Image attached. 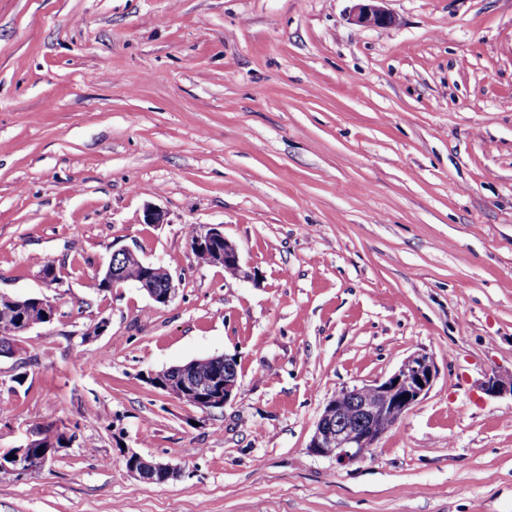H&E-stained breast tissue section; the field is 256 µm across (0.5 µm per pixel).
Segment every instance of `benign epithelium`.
<instances>
[{"label": "benign epithelium", "instance_id": "benign-epithelium-1", "mask_svg": "<svg viewBox=\"0 0 512 512\" xmlns=\"http://www.w3.org/2000/svg\"><path fill=\"white\" fill-rule=\"evenodd\" d=\"M381 0H358L350 20L361 27H383L392 24V17L379 6ZM195 248L203 251L213 266L232 264L237 276L248 279L252 273L243 268L237 245L224 236L219 226H210L197 238ZM138 264L142 267L141 279L136 285L144 290L157 304L165 305L175 296L177 288L171 273L164 267L144 262L131 248H121L112 253L106 268L99 270L97 278L104 279L109 288H120L128 283L124 278L126 267ZM31 305L37 312L30 313L24 330L38 324V320H54L58 305L49 297H16L0 293V317L10 318L16 309ZM436 377L432 360L425 354L408 357L397 371L383 381L372 385L345 388L325 406L308 443L310 452L318 456L332 457L341 465H349L363 458L402 415L425 396ZM151 381L174 397L194 393L208 409L222 408L234 398L239 389L238 375L227 368L224 377L199 380L191 366L181 368L175 379L164 378L157 372ZM485 394L496 397L512 395V377L496 375L483 385ZM43 436L41 428L32 431L27 444L9 448L0 455V467L14 472L32 473L43 470L54 458L55 451L46 449L36 452ZM130 475L144 482H167L177 477L176 468L162 461L147 460L135 452L126 456Z\"/></svg>", "mask_w": 512, "mask_h": 512}]
</instances>
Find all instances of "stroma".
<instances>
[{"mask_svg":"<svg viewBox=\"0 0 512 512\" xmlns=\"http://www.w3.org/2000/svg\"><path fill=\"white\" fill-rule=\"evenodd\" d=\"M354 5L0 0V291L60 307L0 358V449L74 435L0 471V512H512V396L482 390L512 375V0H384L373 28ZM198 226L253 279L199 263ZM122 247L176 297L98 293ZM415 353L432 388L362 461L308 450ZM224 355L223 408L149 381ZM350 20L361 27H383L392 24V17L377 3L384 0H355ZM43 436V431L38 426L32 431L30 438L25 446L20 448H8L0 455V465L2 469L32 473L43 470L47 464L54 458L55 451L46 449L40 452H34L36 446ZM11 455V459H8ZM126 467L130 475L144 482H167L177 477L176 468L162 461L147 460L135 452L127 453Z\"/></svg>","mask_w":512,"mask_h":512,"instance_id":"stroma-1","label":"stroma"}]
</instances>
